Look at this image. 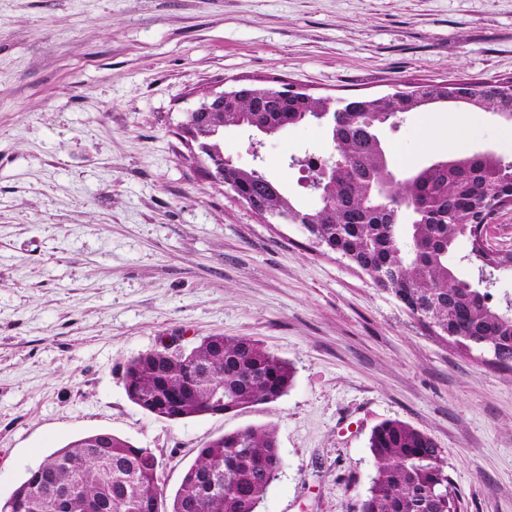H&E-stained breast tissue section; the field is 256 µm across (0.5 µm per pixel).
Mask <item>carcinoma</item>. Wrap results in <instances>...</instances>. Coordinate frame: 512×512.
I'll return each mask as SVG.
<instances>
[{"mask_svg": "<svg viewBox=\"0 0 512 512\" xmlns=\"http://www.w3.org/2000/svg\"><path fill=\"white\" fill-rule=\"evenodd\" d=\"M470 106L501 116L509 87L499 80L466 82ZM237 109L214 112L210 125L278 133L323 121L334 166L307 210L261 171L220 172L224 185L257 203L259 216L286 214L309 239L347 258L412 316L465 351L485 347L493 364L512 368V298L497 300L496 276L512 270V251L487 253L480 227L495 208H512V163L491 152L437 158L398 179L389 168L380 129L424 107L420 88L402 86L396 106L384 96L338 102L329 119L322 98L285 100L266 86L240 85ZM468 251L449 263L458 240ZM288 361L245 336L210 335L189 349L154 348L125 371L129 400L154 417L178 422L278 401L291 387ZM375 463L360 512H458L443 450L426 431L385 420L369 437ZM284 466L277 431L247 426L208 441L169 494L148 448L97 432L54 451L31 471L0 512H257Z\"/></svg>", "mask_w": 512, "mask_h": 512, "instance_id": "1", "label": "carcinoma"}]
</instances>
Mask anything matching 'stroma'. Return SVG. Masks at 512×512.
I'll return each mask as SVG.
<instances>
[{
  "instance_id": "obj_1",
  "label": "stroma",
  "mask_w": 512,
  "mask_h": 512,
  "mask_svg": "<svg viewBox=\"0 0 512 512\" xmlns=\"http://www.w3.org/2000/svg\"><path fill=\"white\" fill-rule=\"evenodd\" d=\"M512 78V0H0V501L58 448L108 431L151 449L175 491L198 448L277 430L285 465L258 512H358L382 421L427 431L459 512H512V369L457 350L369 275L268 222L185 160L200 89L276 82L335 100L399 83ZM435 104L381 138L396 173L428 148ZM479 113L466 154L512 161ZM228 128L224 155L260 166L305 208L291 157L324 126ZM248 336L287 360L288 393L164 422L133 404L126 366L161 340Z\"/></svg>"
}]
</instances>
